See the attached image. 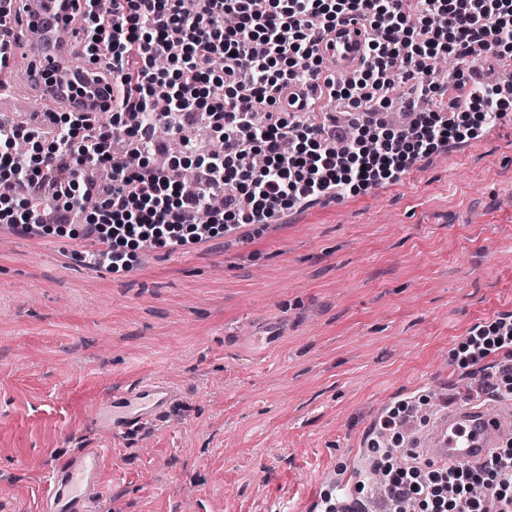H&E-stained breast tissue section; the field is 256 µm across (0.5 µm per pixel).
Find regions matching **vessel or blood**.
I'll use <instances>...</instances> for the list:
<instances>
[{
  "mask_svg": "<svg viewBox=\"0 0 512 512\" xmlns=\"http://www.w3.org/2000/svg\"><path fill=\"white\" fill-rule=\"evenodd\" d=\"M86 29L84 0H0V46L9 57L30 58L26 79L34 96L62 104L69 112H108L120 99L121 83L100 77L96 56L86 48ZM370 37L361 20L347 18L327 32L318 53L348 76L362 69ZM306 100L302 88L292 85L277 108L293 115ZM173 398L164 380L153 379L93 401L89 415L98 419L104 408H111L112 419L102 429L108 440L130 424L158 416ZM511 444V413L467 401L437 417L429 441L419 443L416 452L436 468L477 467ZM102 454V449L85 448L52 470L44 483L41 512H92Z\"/></svg>",
  "mask_w": 512,
  "mask_h": 512,
  "instance_id": "vessel-or-blood-1",
  "label": "vessel or blood"
}]
</instances>
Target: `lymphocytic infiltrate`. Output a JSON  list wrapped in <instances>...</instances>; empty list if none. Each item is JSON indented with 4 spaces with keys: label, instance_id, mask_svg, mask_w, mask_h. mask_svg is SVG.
Masks as SVG:
<instances>
[{
    "label": "lymphocytic infiltrate",
    "instance_id": "lymphocytic-infiltrate-1",
    "mask_svg": "<svg viewBox=\"0 0 512 512\" xmlns=\"http://www.w3.org/2000/svg\"><path fill=\"white\" fill-rule=\"evenodd\" d=\"M85 2L86 41L107 50L109 73L124 86L115 117L108 124L77 118L66 127L49 112L39 128L1 120L0 175L13 192L0 196V206L24 231L41 230L47 213L66 224L84 210L87 223L108 225L98 263L115 270L128 266L132 242L169 249L220 227L270 223L284 209L337 197L346 187L393 180L502 116L512 98V83L490 86L470 70L437 84L430 64L441 53L466 62L478 44L492 55L511 52L512 0H192L189 8L185 0H112L106 16L95 0ZM349 16L373 29L368 65L348 82L328 81V99L345 101L360 119L345 127L293 124L275 108L279 92L320 73L323 32ZM399 79L409 86L407 109L420 99L429 109L388 132L374 115ZM472 105L480 108L474 125L465 114ZM128 112L134 125L122 121ZM198 120L219 132L222 146L199 156L201 185L189 189L177 167L152 165L155 126L180 133ZM46 127L56 147L31 166L14 145ZM247 152L261 164L242 166ZM103 165L112 175L96 180ZM215 196L222 207L200 222ZM463 350L468 364L512 353V314L474 326ZM392 457L385 451L380 467L390 503L410 502L413 512H512V448L481 468L440 472L435 481L415 466L393 468Z\"/></svg>",
    "mask_w": 512,
    "mask_h": 512
}]
</instances>
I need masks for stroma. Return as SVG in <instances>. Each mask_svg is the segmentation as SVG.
I'll return each mask as SVG.
<instances>
[{
    "label": "stroma",
    "instance_id": "stroma-1",
    "mask_svg": "<svg viewBox=\"0 0 512 512\" xmlns=\"http://www.w3.org/2000/svg\"><path fill=\"white\" fill-rule=\"evenodd\" d=\"M95 242L0 223V512H40L48 472L100 445L85 403L150 377L176 399L113 436L97 512H322L382 411L418 403L425 430L493 390L497 356L456 355L512 313V121L119 272Z\"/></svg>",
    "mask_w": 512,
    "mask_h": 512
}]
</instances>
